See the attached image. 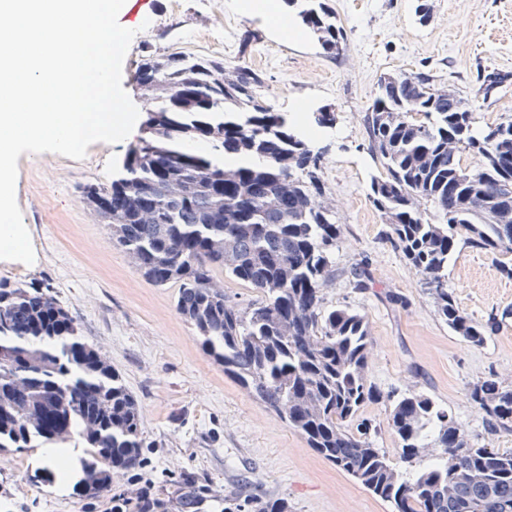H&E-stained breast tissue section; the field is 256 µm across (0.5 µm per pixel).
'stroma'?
Masks as SVG:
<instances>
[{
	"label": "stroma",
	"instance_id": "35a3bbf8",
	"mask_svg": "<svg viewBox=\"0 0 512 512\" xmlns=\"http://www.w3.org/2000/svg\"><path fill=\"white\" fill-rule=\"evenodd\" d=\"M242 0H138L128 18L135 35L122 86L138 109L147 94L135 81L145 49L246 62L259 71L262 93L284 115L306 106L333 111L332 124L313 142L322 160L325 201L343 237L332 254L324 304L365 315L373 337L368 379L380 401L360 417L377 429L375 443L398 458L389 424L390 392L431 398L448 410L479 446L512 449V431L488 429L469 392L497 375L512 384V317L484 345L452 332L436 313L420 276L385 238L373 205L370 178L378 170L368 152L362 117L381 77L426 72L440 88L472 99L477 127L512 119V81L490 99L477 97V73H512V0H428L431 17L419 23L420 0H327L347 34L339 56L323 52L294 11L287 25L245 13ZM231 39L218 43V24ZM254 40L240 55L245 33ZM316 127V126H315ZM128 141L91 144L84 159L45 152L18 158L16 198L35 261L0 260V282L40 288L74 318L84 341L106 357L136 398L142 421V463L112 475L107 492L81 497L59 493L58 480L36 462L34 449L0 451V512H110L113 494L134 483L152 486L165 512H254L259 501L282 500L288 512H392L389 503L323 459L305 440L215 364L176 310L178 287L148 282L112 239V230L84 202L87 184H110ZM367 259L375 286L355 290L350 268ZM448 288L474 319L512 308V279L492 255L457 245L448 263ZM407 299L387 302L384 291Z\"/></svg>",
	"mask_w": 512,
	"mask_h": 512
}]
</instances>
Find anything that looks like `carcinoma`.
Returning a JSON list of instances; mask_svg holds the SVG:
<instances>
[{
	"mask_svg": "<svg viewBox=\"0 0 512 512\" xmlns=\"http://www.w3.org/2000/svg\"><path fill=\"white\" fill-rule=\"evenodd\" d=\"M325 53L337 56L347 35L326 0H284ZM137 74L158 76L142 126L121 172L108 185H90L87 205L108 192L119 206L103 221L157 286L178 285L176 309L193 326L213 361L250 395L273 410L317 454L393 506V512H512V450L477 447L448 410L410 393L395 401L390 426L399 458L375 447V427L360 409L381 398L368 381L372 336L366 317L349 308L324 306L321 288L332 275L330 256L342 225L318 201L320 153L262 95L261 74L247 65L226 72L224 61L179 52L147 53ZM509 73L483 70L476 96L503 84ZM427 73H401L379 83L363 116L369 151L382 168L371 178V198L385 217L386 239L424 281L437 313L457 335L483 345L499 327L496 313L473 320L448 291V262L463 243L501 256V273L512 279V222L497 209L512 207V121L474 131L469 99L434 92ZM207 136L214 147L199 168L177 158ZM479 158L470 171L462 153ZM261 157L262 166H224V156ZM195 182L194 193L169 199L157 173ZM155 195L157 219L140 220L138 202ZM271 193L287 204L268 207ZM458 218L434 224L427 204ZM250 285L258 298L245 306L218 286L216 272ZM354 288L373 280L367 260L351 270ZM93 348L73 318L38 288L0 284V451L64 447L59 428L78 434L91 448L84 469L94 472L91 494L107 487L106 467L130 468L144 447L138 402L109 365L81 357ZM471 399L490 430L512 429V385L492 374L473 385ZM436 449L424 465L420 449Z\"/></svg>",
	"mask_w": 512,
	"mask_h": 512,
	"instance_id": "1",
	"label": "carcinoma"
}]
</instances>
